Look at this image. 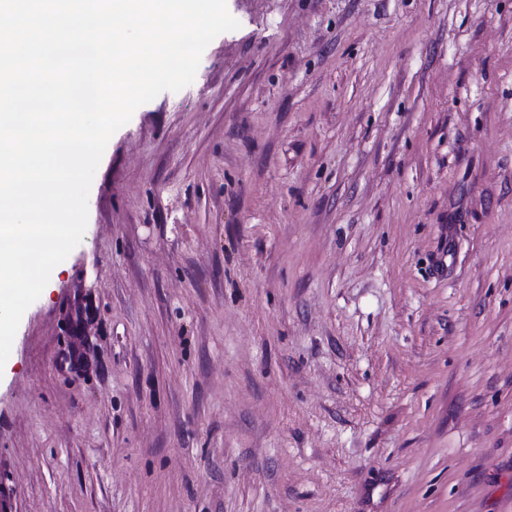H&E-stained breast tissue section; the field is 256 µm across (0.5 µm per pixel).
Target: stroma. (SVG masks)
<instances>
[{
  "label": "stroma",
  "instance_id": "35a3bbf8",
  "mask_svg": "<svg viewBox=\"0 0 512 512\" xmlns=\"http://www.w3.org/2000/svg\"><path fill=\"white\" fill-rule=\"evenodd\" d=\"M226 4L20 320L0 512H512V0Z\"/></svg>",
  "mask_w": 512,
  "mask_h": 512
}]
</instances>
